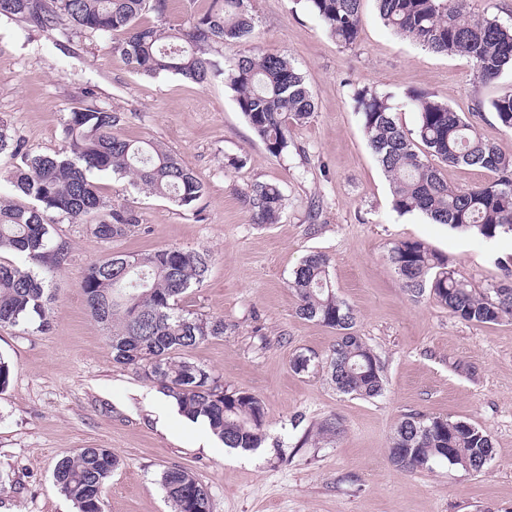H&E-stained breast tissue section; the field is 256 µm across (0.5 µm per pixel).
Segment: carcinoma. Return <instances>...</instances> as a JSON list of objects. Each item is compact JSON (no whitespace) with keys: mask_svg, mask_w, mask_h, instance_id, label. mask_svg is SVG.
I'll list each match as a JSON object with an SVG mask.
<instances>
[{"mask_svg":"<svg viewBox=\"0 0 512 512\" xmlns=\"http://www.w3.org/2000/svg\"><path fill=\"white\" fill-rule=\"evenodd\" d=\"M168 0H0V19L20 18L64 38L89 34L112 39V53L134 71L179 75L204 84L222 76L234 101L266 149L288 151L292 125L315 111L302 73L280 52L253 49L220 67L215 46L246 40L253 25L246 0H212L206 13L178 30L139 23L142 12L163 15ZM305 8L342 46L356 43L362 28V0H302ZM469 0H376L384 25L426 49L468 58L483 82L512 70V27L494 17L473 14ZM363 131L391 185V205L400 215L420 212L437 224L472 232L487 242L512 236V153L483 140L476 125L447 103L420 91L398 99L368 90L354 95ZM399 107L418 114L415 136L399 127ZM489 108L512 131V93L493 99ZM122 116L94 104L71 110L63 127L62 148L53 155H30L0 121V154L18 160L6 182L27 204L0 201V251L18 261L0 260V328L21 324L48 326V283L69 261L70 245L55 237L53 217L84 224L90 235L110 242L139 223L130 207H112L94 179L129 177L142 192L193 208L205 192L195 173L151 140L120 134ZM487 170L493 179L469 188L448 185L434 160ZM284 196L276 184L251 186L244 202L264 224L278 221ZM388 259L406 291L429 297L466 322L497 324L512 320V256L499 261L503 280L477 294L448 268V259L420 241L400 240ZM209 270L204 251L166 247L146 253L116 252L87 269L80 288L96 322L108 332L113 360L173 398L180 414L206 422L224 447L254 451L265 438L267 411L256 396L224 384L187 353L224 335V319L183 310L180 298L203 281ZM289 287L298 299L297 314L336 330L329 354L336 390L371 400L385 390L384 363L353 332L355 316L337 294L329 259L311 253L293 271ZM339 422L327 418L315 436L330 441ZM494 445L484 429L464 420L407 415L393 433L387 454L398 468L416 471L446 463L481 472ZM119 458L107 448H83L62 458L54 484L77 512H102V497ZM159 485L175 512H210L207 489L188 471L168 468Z\"/></svg>","mask_w":512,"mask_h":512,"instance_id":"1","label":"carcinoma"}]
</instances>
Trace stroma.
Here are the masks:
<instances>
[{
  "mask_svg": "<svg viewBox=\"0 0 512 512\" xmlns=\"http://www.w3.org/2000/svg\"><path fill=\"white\" fill-rule=\"evenodd\" d=\"M249 8L251 39L221 46L218 60L255 46L286 53L315 102L281 156L255 136L224 80L146 76L113 54L109 38L65 40L29 33L20 21L0 23V120L25 151H59L68 112L95 104L122 114V135L159 142L206 186L197 207L185 209L146 197L129 179L100 178L107 203L134 206L140 216L138 227L110 243L57 218L56 235L69 242L71 257L50 283L48 327L0 328V357L13 367L0 392V512H76L54 487L53 471L80 448H108L122 461L102 512H174L157 482L174 467L207 488L212 512H512V321H461L408 293L388 260L395 242H423L480 291L502 279L499 262L512 256V238L489 244L421 213L394 212L352 99L362 88L421 90L473 115L485 140L512 151V132L485 108L512 91V73L481 83L469 59L395 35L374 0H363L362 32L350 47L330 38L297 0H250ZM257 183L281 186L277 223H257L245 205ZM171 246L211 257L183 305L223 318L224 334L188 357L265 403L257 452L225 449L155 384L113 361L106 332L86 307L80 284L90 263ZM314 251L329 256L336 293L355 313V333L385 363L381 397L337 392L327 364L335 330L296 312L288 282ZM301 353L314 361L298 373L293 359ZM410 413L486 429L492 459L478 473L445 463L397 469L387 448ZM329 417L341 424L334 441L307 436ZM278 448L285 459L276 458Z\"/></svg>",
  "mask_w": 512,
  "mask_h": 512,
  "instance_id": "1",
  "label": "stroma"
}]
</instances>
